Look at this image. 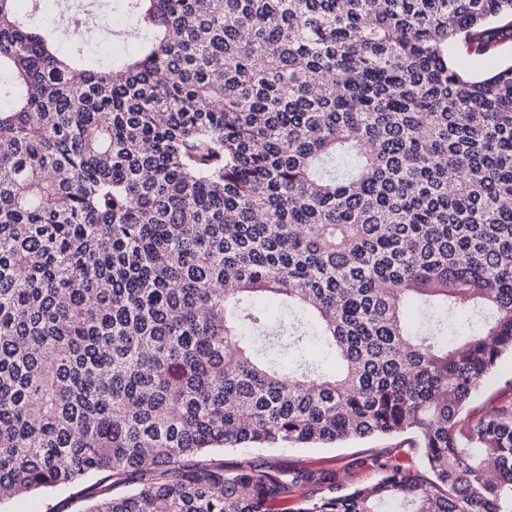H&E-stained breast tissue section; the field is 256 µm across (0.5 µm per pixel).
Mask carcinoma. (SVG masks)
Here are the masks:
<instances>
[{"mask_svg":"<svg viewBox=\"0 0 512 512\" xmlns=\"http://www.w3.org/2000/svg\"><path fill=\"white\" fill-rule=\"evenodd\" d=\"M0 0V504L512 512V0H121L61 54ZM286 316L272 321L261 302ZM335 361L322 372L313 340ZM411 431L414 470L232 468ZM81 2L70 3L66 7L77 8L86 6L88 12L98 14L103 19L101 27L85 33L82 40L90 55L130 57L137 53L140 47L139 34L125 36L115 25V18L119 13L120 2L116 0H79ZM116 8V9H115ZM112 18V22H111ZM96 51L98 54L92 52ZM512 380V358L505 355L499 364L497 378L483 387L465 408L462 418L475 420L486 408L498 400L505 388V381ZM84 487L61 489L49 494L21 496L2 504L0 512H75L78 510L80 501L73 499Z\"/></svg>","mask_w":512,"mask_h":512,"instance_id":"carcinoma-1","label":"carcinoma"}]
</instances>
